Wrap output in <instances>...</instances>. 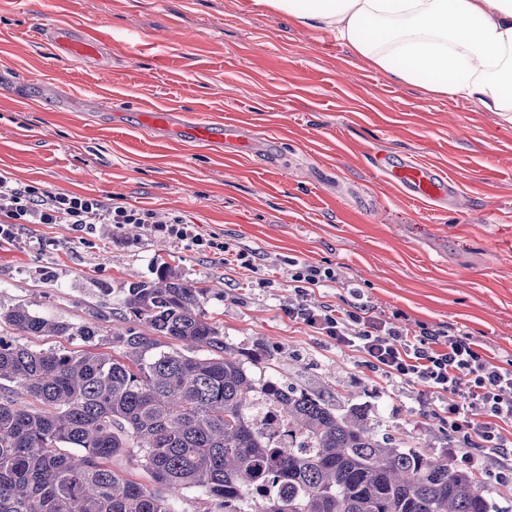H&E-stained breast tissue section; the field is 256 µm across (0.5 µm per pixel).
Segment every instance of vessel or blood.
Instances as JSON below:
<instances>
[{"label":"vessel or blood","mask_w":512,"mask_h":512,"mask_svg":"<svg viewBox=\"0 0 512 512\" xmlns=\"http://www.w3.org/2000/svg\"><path fill=\"white\" fill-rule=\"evenodd\" d=\"M40 34L49 38L55 50L64 57L97 64L104 60L103 38L87 36L71 23L58 21L41 26ZM142 119L147 126L169 135L220 142L241 152H250L255 148L254 142L246 136L243 126L237 123L189 121L178 114L153 108L145 110ZM373 166L407 199L452 205L460 196L456 183L416 161L393 163L380 156L375 158Z\"/></svg>","instance_id":"1"}]
</instances>
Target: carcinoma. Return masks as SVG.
<instances>
[{
	"label": "carcinoma",
	"instance_id": "carcinoma-1",
	"mask_svg": "<svg viewBox=\"0 0 512 512\" xmlns=\"http://www.w3.org/2000/svg\"><path fill=\"white\" fill-rule=\"evenodd\" d=\"M207 292L163 263L154 280L124 284L117 306L137 327L107 337L0 311L17 331L59 338L33 348L0 336V512H493L495 491L448 455L395 443L356 407L255 382L203 312ZM73 336L85 348H67ZM258 394L288 442L255 427ZM119 455L151 483L113 470ZM269 475L286 492L250 507Z\"/></svg>",
	"mask_w": 512,
	"mask_h": 512
}]
</instances>
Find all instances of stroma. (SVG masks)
<instances>
[{
    "mask_svg": "<svg viewBox=\"0 0 512 512\" xmlns=\"http://www.w3.org/2000/svg\"><path fill=\"white\" fill-rule=\"evenodd\" d=\"M69 21L107 37L109 72L54 55L39 25ZM242 124L240 154L143 126L142 108ZM438 168L460 188L438 210L380 179L375 155ZM50 192L183 215L202 234L251 251L253 271L210 250L126 225L77 237L25 224L0 241V308L23 306L102 332L100 290L151 281L161 264L200 283L203 308L255 378L359 407L396 441L454 464L470 456L512 512V449L457 444L422 385L288 319L284 260L335 267L309 304L347 307L357 285L376 313L459 331L512 365V122L464 96L383 77L335 34L253 0H0V172Z\"/></svg>",
    "mask_w": 512,
    "mask_h": 512,
    "instance_id": "1",
    "label": "stroma"
}]
</instances>
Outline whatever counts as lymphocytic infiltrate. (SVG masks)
<instances>
[{
	"label": "lymphocytic infiltrate",
	"mask_w": 512,
	"mask_h": 512,
	"mask_svg": "<svg viewBox=\"0 0 512 512\" xmlns=\"http://www.w3.org/2000/svg\"><path fill=\"white\" fill-rule=\"evenodd\" d=\"M24 224H67L77 231L108 224L116 233L125 225L140 224L153 236L162 235L191 247L230 251L219 237L201 235L186 217L176 215L159 222L148 209L100 197L47 192L19 184L1 172L0 240H15ZM288 276L299 296L288 308L289 319L357 352L375 371L420 383L438 398L454 395L448 406L434 408L435 413L447 415L451 431L464 442L495 451L504 449L506 438L501 427L512 423V369L490 361L482 346L465 335L429 328L411 334L405 323L377 315L356 288L346 308L308 304L305 296L309 289L336 282L332 267L292 258Z\"/></svg>",
	"instance_id": "f902f5d3"
}]
</instances>
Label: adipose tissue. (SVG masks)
<instances>
[{"label":"adipose tissue","mask_w":512,"mask_h":512,"mask_svg":"<svg viewBox=\"0 0 512 512\" xmlns=\"http://www.w3.org/2000/svg\"><path fill=\"white\" fill-rule=\"evenodd\" d=\"M346 42L392 81L512 120V0H258Z\"/></svg>","instance_id":"adipose-tissue-1"}]
</instances>
